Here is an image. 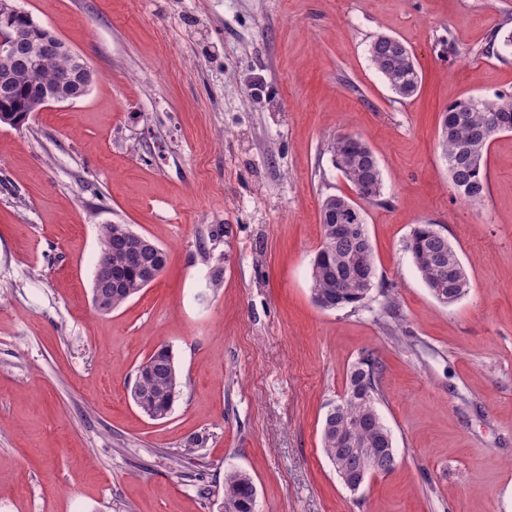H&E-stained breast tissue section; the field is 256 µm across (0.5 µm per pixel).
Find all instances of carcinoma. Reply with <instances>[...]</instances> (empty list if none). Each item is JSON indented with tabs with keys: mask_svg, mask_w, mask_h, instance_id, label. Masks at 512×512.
Wrapping results in <instances>:
<instances>
[{
	"mask_svg": "<svg viewBox=\"0 0 512 512\" xmlns=\"http://www.w3.org/2000/svg\"><path fill=\"white\" fill-rule=\"evenodd\" d=\"M368 53L372 65L385 76L393 92L402 99L413 97L421 88L422 77L416 69L413 53L402 43L391 45L385 36L375 38ZM70 64L62 56L42 59L36 70L21 74L12 98L0 104L23 111L31 107L38 87L68 79ZM488 102L495 105L489 112L483 98L469 96L450 103L445 112L452 114L448 134L440 137L439 146L452 186L457 195L471 203L482 201L488 186V155L494 138L512 131V94H498ZM332 162L350 183L353 191L365 196V202L377 201L383 191L381 173L372 171L374 156L362 136L353 142L337 136L328 147ZM340 219L321 220L322 243L312 262L310 290L315 305L333 310L357 307L370 299L374 281L356 277L359 269H375L374 250L369 239L344 236L337 224ZM130 228L126 224H103L100 231V256L95 274L107 277L120 273L122 288L112 294L109 307L96 308L109 314L149 286L142 274L125 269L122 246ZM144 259L156 274L167 264L168 254L151 239ZM407 252L434 297L451 304L471 288L459 256L448 239L433 232L431 225L418 224L406 242ZM382 366L375 357L364 355L352 367L344 396L337 408L325 416L321 444L326 458L340 474L350 478L363 472L386 474L394 468L387 451L391 432L378 410ZM181 386L180 373L172 352L155 351L138 365L134 392L139 396L136 407L151 417L171 410ZM256 486L251 475L240 469L224 472V512H255Z\"/></svg>",
	"mask_w": 512,
	"mask_h": 512,
	"instance_id": "obj_1",
	"label": "carcinoma"
}]
</instances>
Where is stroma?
Listing matches in <instances>:
<instances>
[{"instance_id":"35a3bbf8","label":"stroma","mask_w":512,"mask_h":512,"mask_svg":"<svg viewBox=\"0 0 512 512\" xmlns=\"http://www.w3.org/2000/svg\"><path fill=\"white\" fill-rule=\"evenodd\" d=\"M95 73L84 97L0 125V512H223L248 472L257 512H512V132L461 205L438 145L465 96L512 93V0H21ZM422 76L402 99L378 35ZM361 135L382 171L364 206L366 304L315 306L325 197L350 194L327 150ZM438 225L472 287L452 304L404 243ZM168 263L109 314L91 301L100 227ZM393 300L400 313L383 312ZM172 350L181 387L153 420L140 362ZM396 465L350 493L321 448L360 357ZM386 35L375 38L368 53L372 65L385 76L393 92L402 99L413 97L421 88L422 77L416 69L413 53L395 40L396 46L384 41ZM256 486L249 473L240 469L224 472V512H255Z\"/></svg>"}]
</instances>
